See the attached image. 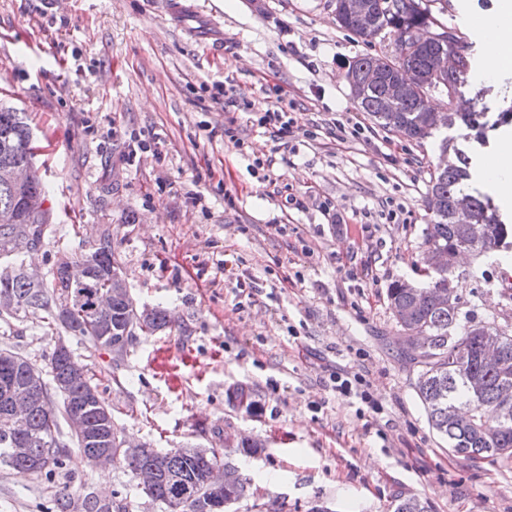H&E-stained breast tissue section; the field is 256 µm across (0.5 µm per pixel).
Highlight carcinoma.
<instances>
[{
    "label": "carcinoma",
    "mask_w": 512,
    "mask_h": 512,
    "mask_svg": "<svg viewBox=\"0 0 512 512\" xmlns=\"http://www.w3.org/2000/svg\"><path fill=\"white\" fill-rule=\"evenodd\" d=\"M371 2L374 12L367 23L370 32L362 40L367 43L378 40L387 44V50L380 55L365 54L353 61L349 78L362 84V97L357 105L378 125L410 141L419 143L427 138H438L439 147L455 156L448 160V168L431 174L427 207L432 218L422 247L452 248L466 240L467 225L455 224L450 218L453 206L465 203L483 230L474 251L480 254L494 251L512 233V225L505 223L487 194L472 186L473 160L456 148L454 139L448 136V130L464 128L468 130L466 137L485 143L486 107L481 105L484 91L474 93V107L469 112L445 107L448 125L437 127L420 123L428 93L438 92L446 98L452 91L465 93L466 77L474 63L470 46L452 29L436 22L424 0ZM426 21L436 24L438 39L423 47L404 45L402 34ZM456 44L462 45L463 58L452 75L426 87L408 86L417 77L430 72L440 53ZM388 81L401 84V91L392 103L385 100ZM34 156L32 130L25 114L0 105V168L30 164ZM34 196H45L36 171H31V180L24 190L0 179V259L5 262L0 269V294H9L18 305L14 312H0V320L17 319L22 312L38 309L44 313L46 334L54 336L62 329L111 354L113 363L124 361L130 354L136 332L152 334L169 324L166 310L155 307L143 320L137 321L130 300L121 295L113 299L111 310L97 312L93 309L98 293L111 288L110 271L116 269L112 243L106 238L94 250L100 257V271L95 274V280L85 284L73 282L56 264L42 282L27 278L18 258L27 245L41 241L48 223V210L25 204L24 199ZM445 287L446 280L433 278L427 285L415 288H407L396 281L388 290L390 306L412 309L415 321L434 337V351L418 354V363L422 364L416 384L418 396L432 428L448 440V449L452 452L461 448L463 458L476 460L486 448H501L503 456L512 457V410L506 414L499 411L501 387L506 378H512V336L502 337L499 362L484 361L481 357L483 338L466 325L461 333H456L459 309L436 301L434 290ZM461 346L467 353L463 367L450 360L453 351ZM45 361L42 368L11 349L0 348V416L11 412L17 403L27 410L15 434L0 433L1 465L46 477L63 468L69 446L62 440L60 421L68 422L77 415L93 429H110L114 440L112 455L125 461L132 474L145 468L156 472L157 481L144 490L151 502L165 505L168 512H195L199 503L208 506L198 493L217 460V449L185 446L162 451L146 443L139 454H125L116 444L123 430L115 424L112 410L99 398L94 405H86L87 393L98 390V385L93 383L94 376L75 367L69 352L60 354L53 349L45 356ZM45 374L51 377V382L44 380ZM472 378L482 382L478 396L471 391ZM474 403L478 405L475 415L482 431L465 432L448 419V406L469 408ZM46 438L55 443L50 459L44 456L41 444ZM53 508L54 512H105L98 506L95 495L76 496L65 490L56 498ZM394 512H430V507L417 497H408L396 500Z\"/></svg>",
    "instance_id": "obj_1"
}]
</instances>
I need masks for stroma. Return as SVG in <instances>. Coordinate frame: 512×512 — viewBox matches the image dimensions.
<instances>
[{
	"instance_id": "stroma-1",
	"label": "stroma",
	"mask_w": 512,
	"mask_h": 512,
	"mask_svg": "<svg viewBox=\"0 0 512 512\" xmlns=\"http://www.w3.org/2000/svg\"><path fill=\"white\" fill-rule=\"evenodd\" d=\"M169 0H0V101L26 112L49 231L25 250L48 270L59 254L112 242L138 305L170 323L138 335L124 362L67 337L100 379L127 435L154 447L220 448L225 433L262 441L232 453L247 496L231 512H392L418 497L433 512H512V457L475 463L429 425L400 355L388 288L421 280L427 195L439 156L375 124L354 101L349 65L385 46L341 29L331 0H200L222 46L172 17ZM495 0H432L471 43ZM227 82L252 112L214 103ZM284 108L280 143L256 110ZM358 121L359 134L340 123ZM201 201H194V193ZM512 246L460 261V322L512 335L502 277ZM39 314L0 322V348L42 362L54 344ZM361 375L380 414L337 399L331 376ZM249 401L230 405L226 390ZM71 452L52 480L0 466V512H47L58 487L151 503L125 462L101 470Z\"/></svg>"
}]
</instances>
